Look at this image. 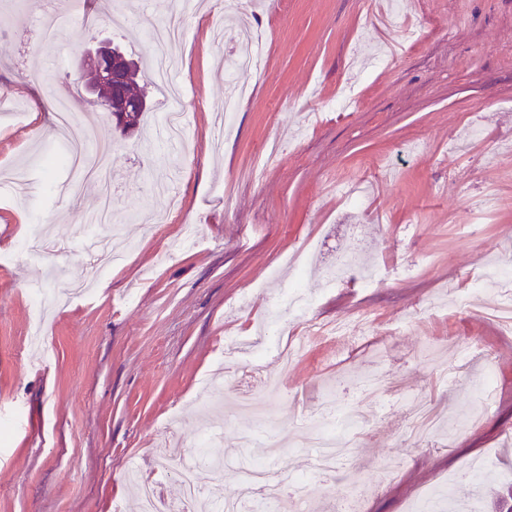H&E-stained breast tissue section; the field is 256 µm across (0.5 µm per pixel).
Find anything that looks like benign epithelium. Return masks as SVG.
Instances as JSON below:
<instances>
[{
	"label": "benign epithelium",
	"mask_w": 512,
	"mask_h": 512,
	"mask_svg": "<svg viewBox=\"0 0 512 512\" xmlns=\"http://www.w3.org/2000/svg\"><path fill=\"white\" fill-rule=\"evenodd\" d=\"M79 70L93 71L107 94L102 99L95 89L87 86L84 100L101 104L109 113L121 112L126 121L132 120L134 113L139 111V104L126 97L123 91L131 74L130 62L124 55L112 51L110 42L101 41L97 46L83 50Z\"/></svg>",
	"instance_id": "benign-epithelium-1"
}]
</instances>
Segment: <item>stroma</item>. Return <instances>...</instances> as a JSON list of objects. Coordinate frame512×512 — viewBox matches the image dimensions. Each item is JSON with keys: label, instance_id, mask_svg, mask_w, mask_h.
Returning a JSON list of instances; mask_svg holds the SVG:
<instances>
[{"label": "stroma", "instance_id": "35a3bbf8", "mask_svg": "<svg viewBox=\"0 0 512 512\" xmlns=\"http://www.w3.org/2000/svg\"><path fill=\"white\" fill-rule=\"evenodd\" d=\"M389 0H239L237 14L259 36L250 94L218 134L227 73L240 51L224 24V0H109L108 14L136 21L127 31L108 14L62 24L52 51L27 21L45 0H0V166L13 169L0 194V512H141L127 481L157 439L173 431L224 463V492L259 455L244 447L254 413L215 427L221 406L241 398L246 356L226 362L224 338L247 335L287 305L290 285L322 323L370 317L371 333L310 343L264 375L281 395L251 390L269 414L268 461L284 481L307 475L314 512H334L358 491L362 512H408L413 496L493 512L512 484V333L485 320L496 303L481 283L512 271V0H406L396 27L382 17ZM178 14L184 40L171 74L186 90V140L163 152L155 137L160 88L139 84L150 106L140 131L121 133L108 113L82 102L75 113L113 148L112 223L99 226L123 259L96 275L81 227L96 211L100 183L67 166L46 172L42 158L65 153L50 112L31 120L27 84L81 98L77 70L93 38L122 44L151 64L147 32ZM416 30L406 41L403 28ZM359 100L332 110L344 87ZM281 154L262 181L250 168L272 139ZM494 194V212L477 204ZM51 230L56 250L34 260L23 251L30 225ZM194 224V247H178ZM355 265L335 287L328 268L348 251ZM48 297L33 306L34 288ZM488 353L456 373V346ZM369 375L398 394L361 395ZM496 398L485 408L482 388ZM365 421L352 455L334 473L313 474L310 448L291 435L313 428L318 405ZM444 416H480L450 437H415L410 402ZM398 459L387 485L379 466ZM480 464L484 476L457 474Z\"/></svg>", "mask_w": 512, "mask_h": 512}]
</instances>
